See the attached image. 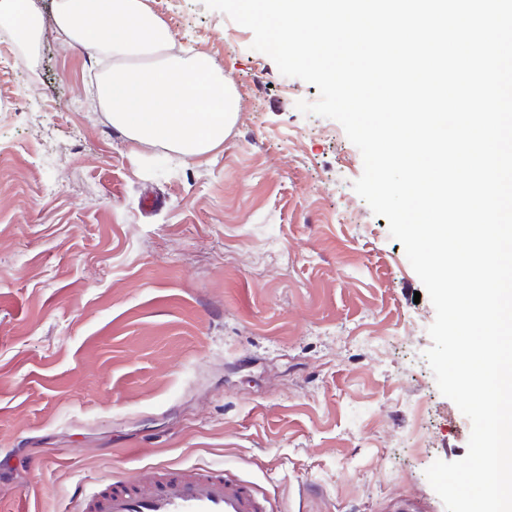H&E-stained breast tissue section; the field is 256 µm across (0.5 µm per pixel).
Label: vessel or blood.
Here are the masks:
<instances>
[{
	"instance_id": "vessel-or-blood-1",
	"label": "vessel or blood",
	"mask_w": 512,
	"mask_h": 512,
	"mask_svg": "<svg viewBox=\"0 0 512 512\" xmlns=\"http://www.w3.org/2000/svg\"><path fill=\"white\" fill-rule=\"evenodd\" d=\"M67 512H276L270 497L226 468H166L157 480L134 475L78 493Z\"/></svg>"
}]
</instances>
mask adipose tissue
<instances>
[{
    "mask_svg": "<svg viewBox=\"0 0 512 512\" xmlns=\"http://www.w3.org/2000/svg\"><path fill=\"white\" fill-rule=\"evenodd\" d=\"M55 22L71 45L111 58L99 102L132 144L199 158L223 143L236 118L231 89L208 57L168 54L170 30L144 0H57Z\"/></svg>",
    "mask_w": 512,
    "mask_h": 512,
    "instance_id": "ef3b65f1",
    "label": "adipose tissue"
}]
</instances>
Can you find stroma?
Returning <instances> with one entry per match:
<instances>
[{"label": "stroma", "instance_id": "obj_1", "mask_svg": "<svg viewBox=\"0 0 512 512\" xmlns=\"http://www.w3.org/2000/svg\"><path fill=\"white\" fill-rule=\"evenodd\" d=\"M34 2L38 47L0 64V512L170 466L233 469L282 512H445L425 471L471 423L424 358L435 310L403 245L353 189L359 149L296 108L317 87L202 0H145L237 117L203 158L134 145L89 79L108 61Z\"/></svg>", "mask_w": 512, "mask_h": 512}]
</instances>
